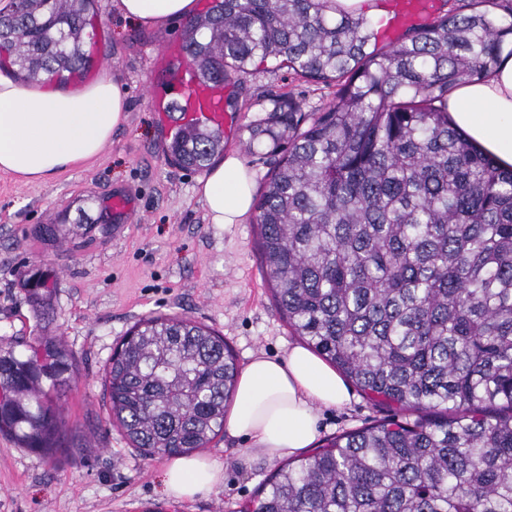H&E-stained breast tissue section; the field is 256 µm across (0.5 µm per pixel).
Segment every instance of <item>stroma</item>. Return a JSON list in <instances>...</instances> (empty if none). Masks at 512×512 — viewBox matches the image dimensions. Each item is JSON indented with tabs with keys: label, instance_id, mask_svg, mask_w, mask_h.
<instances>
[{
	"label": "stroma",
	"instance_id": "obj_1",
	"mask_svg": "<svg viewBox=\"0 0 512 512\" xmlns=\"http://www.w3.org/2000/svg\"><path fill=\"white\" fill-rule=\"evenodd\" d=\"M85 49L94 65L68 87L111 75L127 92L126 124L87 165L44 183L22 184L0 172V354L25 353L26 342L58 336L76 358L75 381L59 392L66 439L85 441L47 458L0 435V512H237L254 498L276 465L246 461L243 438L221 434L208 455L224 466V482L202 497L177 501L164 491L163 458L131 448L109 421L103 376L126 331L149 315L194 318L223 334L239 365L251 354L284 355L295 343L262 272L256 221L209 223L196 192L201 171L174 164L168 147L178 114L159 109L168 90V47L183 43L184 23L147 28L124 18L112 0H96ZM233 124L225 151L237 152L262 183L265 160L242 151V126L262 116L268 99L293 93L306 110L333 96L287 69L265 66L226 85ZM131 194L130 222L112 214V196ZM58 225L56 239L37 236ZM52 288L48 310L32 306L35 280ZM351 401L322 412L319 442L390 418L392 407L351 387Z\"/></svg>",
	"mask_w": 512,
	"mask_h": 512
}]
</instances>
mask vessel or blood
Returning a JSON list of instances; mask_svg holds the SVG:
<instances>
[{"label": "vessel or blood", "instance_id": "obj_1", "mask_svg": "<svg viewBox=\"0 0 512 512\" xmlns=\"http://www.w3.org/2000/svg\"><path fill=\"white\" fill-rule=\"evenodd\" d=\"M423 4L424 0H391L381 19L384 37L393 39L403 28L418 21L423 15ZM172 80L184 89L178 104L180 128L221 129L231 125L232 115L226 110L223 83L202 78L187 66L177 67Z\"/></svg>", "mask_w": 512, "mask_h": 512}]
</instances>
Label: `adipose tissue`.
I'll list each match as a JSON object with an SVG mask.
<instances>
[{
  "instance_id": "1",
  "label": "adipose tissue",
  "mask_w": 512,
  "mask_h": 512,
  "mask_svg": "<svg viewBox=\"0 0 512 512\" xmlns=\"http://www.w3.org/2000/svg\"><path fill=\"white\" fill-rule=\"evenodd\" d=\"M127 18L162 27L194 13L196 0H113ZM128 99L103 75L78 89L52 83L34 88L0 74V171L23 184L96 158L125 124ZM453 125L504 169L512 168V57L487 77L460 85L448 99ZM213 224H242L252 212L254 182L237 153L213 166L198 190ZM350 401L336 369L302 344L284 356L251 355L239 374L234 403L224 420L229 435L244 438L247 454L277 461L311 447L319 414ZM224 481V467L207 455H171L164 465L167 496L191 500Z\"/></svg>"
}]
</instances>
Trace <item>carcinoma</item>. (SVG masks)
I'll return each mask as SVG.
<instances>
[{
  "instance_id": "obj_1",
  "label": "carcinoma",
  "mask_w": 512,
  "mask_h": 512,
  "mask_svg": "<svg viewBox=\"0 0 512 512\" xmlns=\"http://www.w3.org/2000/svg\"><path fill=\"white\" fill-rule=\"evenodd\" d=\"M94 4L21 0L0 48L30 80L85 71ZM185 45L217 82L270 61L336 88L313 112L273 96L241 130L246 153L275 157L256 203L265 280L293 334L364 392L430 412L282 465L246 512H512V169L448 117L457 86L512 56V0H465L387 47L336 0H211ZM222 152L218 131L170 145L185 168ZM75 373L56 336L0 354V433L65 448L54 399ZM238 375L214 329L148 316L105 368L109 416L146 455L190 454L224 430Z\"/></svg>"
}]
</instances>
